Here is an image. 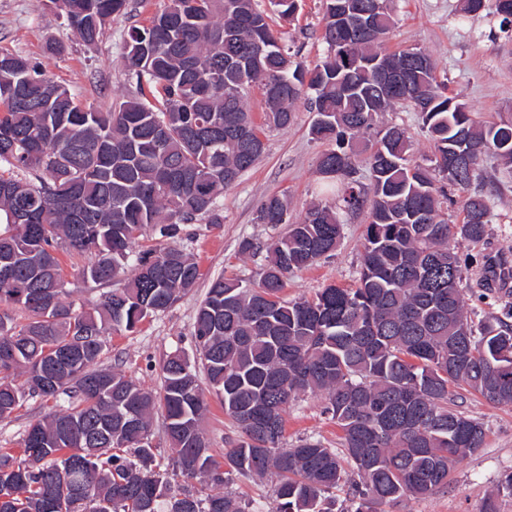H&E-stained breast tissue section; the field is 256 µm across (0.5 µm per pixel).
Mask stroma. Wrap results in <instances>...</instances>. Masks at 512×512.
Returning <instances> with one entry per match:
<instances>
[{
	"label": "stroma",
	"mask_w": 512,
	"mask_h": 512,
	"mask_svg": "<svg viewBox=\"0 0 512 512\" xmlns=\"http://www.w3.org/2000/svg\"><path fill=\"white\" fill-rule=\"evenodd\" d=\"M270 17L274 32L296 61L315 65L327 54L322 40L320 0H298L292 18H280L270 0H258ZM168 0H129L125 14L108 20L95 44H86L68 26L51 0H0V50L4 49L40 65L55 81L66 86L75 99L101 110L121 100L131 89L124 65V35L130 26H143L164 10ZM395 24L385 40L388 50L417 47L428 53L438 80L447 82L480 119H512V29L500 26L493 14H464L462 0H394ZM61 43L62 54H51L47 45ZM314 117L308 100L296 103L288 127L265 128V149L256 164L225 190L218 202L224 215L220 224L186 225L180 246L198 263L201 277L194 288L171 308L143 321L136 332H112L99 368L115 370L156 390L160 387V364L171 354L195 358L193 323L197 307L211 280L218 276L258 280L261 259L241 254L239 244L252 238L261 243L284 235L288 227L273 228L255 223V213L264 197L284 198L292 220L303 221L317 203L335 206V197L324 191L319 158L326 143L313 139L309 128ZM384 124L405 128L410 140V158L422 162L433 152V143L421 117L407 102L381 113ZM474 189L490 201L488 233L478 242L463 243L458 254L466 265L462 284L465 309L471 318L502 315L512 307V284H497L485 292L484 276L493 264L512 267V166L494 156H485L481 177ZM343 236L329 257L289 276L282 293L294 300L314 295L330 284L354 285L360 269L366 211L342 215ZM209 407L200 428L215 456L240 436L235 422L225 414L214 394H207ZM461 411L483 422L486 436L481 448L450 468L447 489L425 498L406 497L396 503H381L376 512H481L496 485L512 472V405H493L474 393H463ZM325 396L305 392L293 401L285 415L282 443L292 447L303 440H318L325 446L340 445L341 432L324 412ZM52 401L26 400L10 418L0 420V448H20L29 424L43 418ZM274 477L233 476L225 492L243 503L273 512L276 505Z\"/></svg>",
	"instance_id": "1"
}]
</instances>
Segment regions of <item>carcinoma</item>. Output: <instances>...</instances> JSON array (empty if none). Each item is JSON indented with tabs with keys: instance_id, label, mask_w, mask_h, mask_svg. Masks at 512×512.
<instances>
[{
	"instance_id": "cac0c4a2",
	"label": "carcinoma",
	"mask_w": 512,
	"mask_h": 512,
	"mask_svg": "<svg viewBox=\"0 0 512 512\" xmlns=\"http://www.w3.org/2000/svg\"><path fill=\"white\" fill-rule=\"evenodd\" d=\"M489 1L512 23V0H463L464 11L476 15ZM346 2L375 12L383 35L394 24L377 0H322L328 54L309 67L291 60L256 0H170L150 25L128 29L125 67L136 90L105 112L76 101L28 59L0 52V164L10 170L0 186L19 189L0 197V303L25 313L21 325L0 316V350L16 347L0 360V420L28 398L60 402L29 425L23 459L0 449V512H98L101 501L112 512H261L229 493L172 492L149 441L158 407L177 476L217 487L234 474H273L276 512H375L378 503L448 487L450 463L482 447L484 425L458 410V390L512 404V309L467 318L465 266L451 245L484 238L489 199L468 196L460 224L440 207L473 180L448 179V159L467 155L474 172L487 153L512 165V120H476L432 65L381 98V73L427 53L389 52L383 39L358 34L341 18ZM51 3L88 44L127 6ZM253 87L270 127L288 126L296 102L313 94L310 134L331 144L319 169L336 180V209L318 205L294 223L280 196L261 202L255 222H284L287 234L267 247L240 242L243 254L267 252L259 280H212L195 317L198 357H167L153 393L96 368L105 336L134 331L200 279L198 264L176 246L135 247L148 227L176 239L186 224L223 223L218 197L264 151L261 126L245 107ZM401 101L431 137L430 165L411 163L404 129H380L364 187L351 178L353 141ZM61 151L69 161L57 166ZM368 200L356 283L285 300L288 275L335 250L336 211L357 212ZM21 204L30 209L24 228L13 219ZM61 251L95 255L78 274L111 287L99 304L70 300ZM202 379L241 432L220 460L199 428ZM306 391L325 394L341 447L281 445L284 412ZM72 460L85 467L64 482L60 470ZM341 486L344 507L328 496Z\"/></svg>"
}]
</instances>
